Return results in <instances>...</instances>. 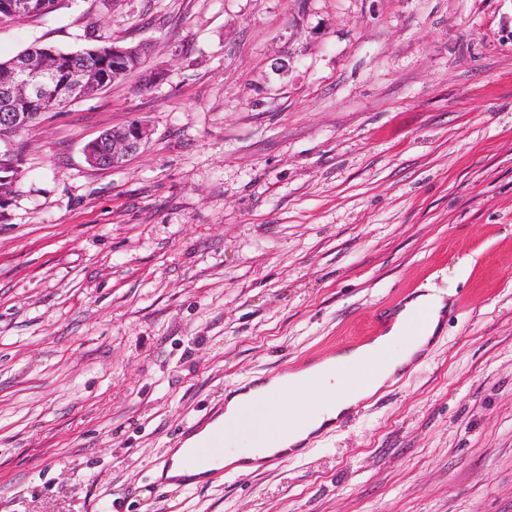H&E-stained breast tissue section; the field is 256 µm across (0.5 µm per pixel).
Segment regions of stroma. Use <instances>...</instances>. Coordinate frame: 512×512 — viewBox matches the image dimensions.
Listing matches in <instances>:
<instances>
[{
	"label": "stroma",
	"mask_w": 512,
	"mask_h": 512,
	"mask_svg": "<svg viewBox=\"0 0 512 512\" xmlns=\"http://www.w3.org/2000/svg\"><path fill=\"white\" fill-rule=\"evenodd\" d=\"M115 38L147 73L20 132L0 200V512H512V0H64L0 59ZM430 290L436 342L301 455L159 480ZM132 123L137 124L126 126L121 129H113L112 132L108 131L103 133L100 137L105 136V139H102L101 144H99L100 138L93 142L92 145L99 142L97 143V148L94 149L97 153L99 164L118 167L139 154L149 133L139 122L133 120L130 124ZM110 135H112V137L109 140ZM107 141L108 145L106 143ZM91 146L88 149L85 148V155L90 164H95L96 156L94 152H91V154L88 152L89 149H91ZM108 149L112 159L108 153Z\"/></svg>",
	"instance_id": "1"
}]
</instances>
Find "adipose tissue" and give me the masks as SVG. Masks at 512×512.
Masks as SVG:
<instances>
[{"instance_id":"obj_1","label":"adipose tissue","mask_w":512,"mask_h":512,"mask_svg":"<svg viewBox=\"0 0 512 512\" xmlns=\"http://www.w3.org/2000/svg\"><path fill=\"white\" fill-rule=\"evenodd\" d=\"M443 293L418 294L394 318L387 333L351 351L317 361L291 374L230 394L224 412L207 427L189 437L170 456L164 477L170 485L194 486L206 482L212 469L233 465L252 470L256 461L286 448L305 447L315 437L333 429L336 421L387 384L399 380L413 360L432 345L440 331ZM426 310L428 324L419 336L409 337L406 317ZM387 360L368 384L350 387L343 374L346 364H361L377 353ZM288 413L287 428H280L276 413ZM225 445L223 456L196 464L187 459L195 448Z\"/></svg>"}]
</instances>
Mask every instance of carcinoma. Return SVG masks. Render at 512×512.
<instances>
[{
	"label": "carcinoma",
	"mask_w": 512,
	"mask_h": 512,
	"mask_svg": "<svg viewBox=\"0 0 512 512\" xmlns=\"http://www.w3.org/2000/svg\"><path fill=\"white\" fill-rule=\"evenodd\" d=\"M12 2L13 0H0V24L48 15L59 9L64 0H28L29 9L24 13L14 12ZM34 54L49 56L56 64V69L53 80L40 94L16 102V108L28 113L31 123L49 112H60L76 101V98L70 96L69 77L72 69H83L97 78L98 90L101 91L112 82L141 69L145 63L144 51L140 47L126 46L117 40L88 46L79 51L34 45L8 60H0V78L7 79L18 61ZM21 158V146L16 143L12 154L13 168L0 172V177H4L0 182L1 187L4 188L18 180L21 174Z\"/></svg>",
	"instance_id": "obj_1"
}]
</instances>
